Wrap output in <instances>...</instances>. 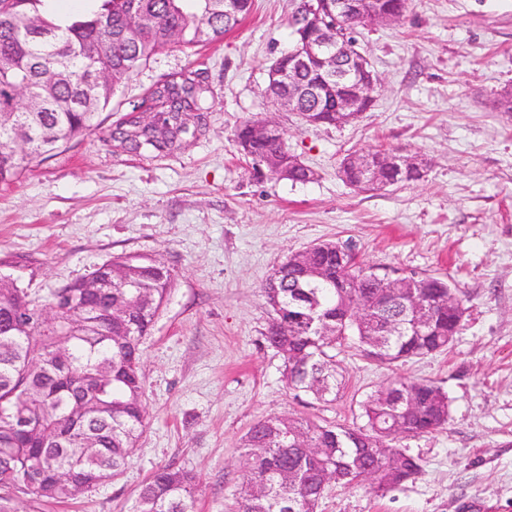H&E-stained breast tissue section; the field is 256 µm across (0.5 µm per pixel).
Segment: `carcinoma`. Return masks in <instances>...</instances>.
Returning a JSON list of instances; mask_svg holds the SVG:
<instances>
[{"label":"carcinoma","mask_w":512,"mask_h":512,"mask_svg":"<svg viewBox=\"0 0 512 512\" xmlns=\"http://www.w3.org/2000/svg\"><path fill=\"white\" fill-rule=\"evenodd\" d=\"M47 0H0V184L13 183L32 156L50 154L97 129L117 88L155 54L172 46H204L224 37L252 11L242 0L237 14L224 17V0H90L93 7L63 20L49 13ZM351 16H326L330 36L347 37L360 17L378 11L405 13L408 0H357ZM153 18L149 26L141 17ZM120 35L105 58L85 56L93 42ZM108 78L92 96L78 88L98 71ZM324 71L313 66L298 82L321 87ZM151 119H129L112 131L125 149L163 153L190 132L189 115L210 110L204 87L182 73L158 83L148 96ZM263 120L245 121L236 133L244 156L271 157L288 167V180L307 183L316 172L293 162L286 141L254 134ZM384 150L351 151L342 158V179L361 192L420 178L411 170L396 178ZM372 157L379 181L366 184L362 158ZM341 244L322 241L289 254L262 287L272 310L264 333L283 360L286 385L327 401L343 389L333 351L353 340L381 363L420 358L448 349L462 317L436 306L419 331L411 298L460 294L456 284L430 275L429 297L417 288L393 289L388 268L359 262ZM173 286L164 262L138 264L112 259V279L96 293L78 283L35 301L24 289L0 292V501L19 489L37 500L64 501L80 494L62 476L82 474L84 491L116 476L130 461L145 426L141 341L149 333ZM26 322L17 323L19 309ZM361 426L321 424L309 418L275 416L254 423L242 438V485L238 512H316L326 487L322 470L351 485L356 469L370 465L373 493L383 496L422 471L421 459L397 443L448 423L450 400L432 382L397 377L360 403ZM23 410L32 428L16 427ZM387 452L374 457L372 444ZM198 477L166 464L142 487L135 512H195Z\"/></svg>","instance_id":"carcinoma-1"}]
</instances>
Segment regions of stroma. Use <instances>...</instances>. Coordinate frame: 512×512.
Listing matches in <instances>:
<instances>
[{
	"label": "stroma",
	"instance_id": "35a3bbf8",
	"mask_svg": "<svg viewBox=\"0 0 512 512\" xmlns=\"http://www.w3.org/2000/svg\"><path fill=\"white\" fill-rule=\"evenodd\" d=\"M300 4L255 0L221 41L154 55L118 89L101 129L0 184V273L31 297L118 256L161 260L174 277L141 345L147 417L130 463L76 499L22 496L8 512H133L168 463L199 476L196 512H233L252 423L357 424L359 401L399 376L451 400L444 429L402 443L422 473L383 497L363 483L330 485L317 512H512V115L497 105L512 88V0H410L400 22L357 27L380 85L371 109L340 127L306 125L266 94ZM187 72L211 106L202 132L165 153L112 139L159 80ZM271 114L315 180L256 174L239 154V126ZM372 148L416 153L430 167L413 183L354 191L339 162ZM326 240L371 264L453 279L467 301L452 347L384 365L349 344L337 355L336 401L295 396L263 339L261 289L288 254Z\"/></svg>",
	"mask_w": 512,
	"mask_h": 512
}]
</instances>
